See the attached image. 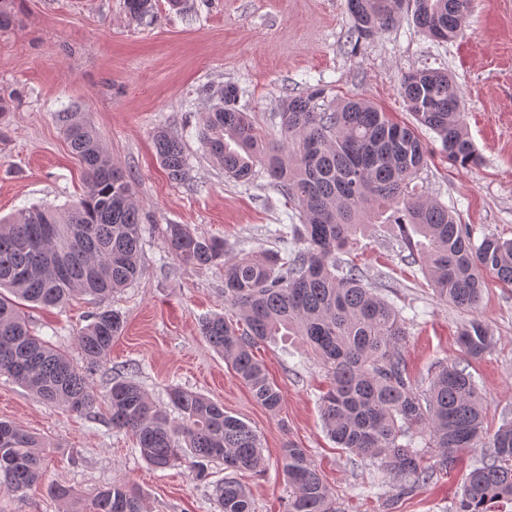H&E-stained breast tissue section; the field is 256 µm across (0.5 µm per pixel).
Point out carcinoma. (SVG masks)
Segmentation results:
<instances>
[{"label": "carcinoma", "mask_w": 512, "mask_h": 512, "mask_svg": "<svg viewBox=\"0 0 512 512\" xmlns=\"http://www.w3.org/2000/svg\"><path fill=\"white\" fill-rule=\"evenodd\" d=\"M14 0H0V31L14 25ZM133 19L154 17L156 0H124ZM354 33L370 38L406 14L433 40L448 43L465 30L470 0H347ZM417 125H400L366 100H346L320 112L318 93L288 97L280 112L281 142L267 143L249 113L238 108L239 88L226 83L200 92L213 100L199 126L204 151L238 182L249 184L263 166L274 189L298 208L290 227L293 248L241 253L225 259L224 240L169 225L168 248L182 263L224 268V301L238 311L205 319L201 333L253 398L272 414L282 394L270 381L257 346L278 335L300 336L329 368L332 386L322 397L330 438L351 454L378 466L396 496L421 488L453 469L467 448L485 449L467 475L456 512H507L512 508V420L484 442L488 409L462 362L439 368L428 387L410 377L401 344L405 323L396 307L370 287L368 273L341 258L358 233L384 218L407 224L420 240L406 239L410 263L422 261L435 294L465 310L482 294L490 271L512 286V240L485 235L474 242L469 224L448 207L417 191L413 181L428 148L418 128L436 134L448 161L477 164L479 154L464 124L457 87L447 71L408 72L401 83ZM65 134L86 173L85 190L64 210L31 206L0 219V375L41 399L79 415L89 414L96 394L86 372L50 341L36 335L24 301L57 307L74 295L102 301L132 285L141 274L143 218L130 177L112 165L96 130L78 113L65 115ZM155 147L171 181L185 183L190 167L180 139L166 130ZM65 256L63 268L53 258ZM122 314L100 308L77 333L87 367L106 359L122 330ZM465 360L481 358L491 335L479 319L459 333ZM174 421L131 379H116L108 394L112 427L131 431L141 456L165 468L193 458L196 476L207 463L224 462L216 486L219 512H254L240 470L259 471L261 438L224 405L173 387ZM433 462L423 464V449ZM43 443L22 427L0 421V487L17 492L38 480ZM282 471L292 489L288 512H336L332 495L306 450L283 449ZM93 512H143L137 491L125 483L97 490Z\"/></svg>", "instance_id": "1"}]
</instances>
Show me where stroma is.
Returning a JSON list of instances; mask_svg holds the SVG:
<instances>
[{
    "label": "stroma",
    "mask_w": 512,
    "mask_h": 512,
    "mask_svg": "<svg viewBox=\"0 0 512 512\" xmlns=\"http://www.w3.org/2000/svg\"><path fill=\"white\" fill-rule=\"evenodd\" d=\"M124 0H14L15 24L0 31V98L10 104L0 120V217L34 205L59 208L84 189V170L58 118L79 112L96 128L110 158L132 179L143 214L142 275L108 304L125 326L106 361L88 374L99 397L93 412L77 415L45 403L0 375V419L41 438V479L23 491L0 493V512H89L98 488L134 486L144 512H218L213 490L224 465L208 464L196 478L188 463L154 468L141 458L132 434L113 428L105 397L114 379L141 383L159 406L182 386L223 404L259 434L264 472L238 473L255 512H287L290 490L280 458L288 443L305 448L321 471L336 512H455L478 448L458 466L408 496L393 499L381 474L327 437L321 398L329 387L323 363L299 337H281L255 351L279 387L283 402L270 413L201 335V323L232 314L224 301V270L182 265L168 249V225L186 224L222 238L230 254L277 249L281 225L299 213L270 188L264 168L253 183L225 177L205 154L196 125L209 103L202 86L239 88L238 106L250 112L261 135L278 140L275 118L288 96L321 89L320 110L360 97L397 122L412 123L401 97V77L415 69L447 70L465 107L479 164H451L435 135L416 179L419 190L456 211L477 235L512 239V0H471L462 37L437 43L400 18L368 40L351 36L346 0H156L157 16L134 20ZM178 136L191 179L170 181L153 145L158 128ZM392 224L370 225L350 258L367 272H382L378 293L406 321L402 346L411 377L421 381L440 365L461 360L457 336L471 318L491 330L494 345L468 370L488 407L487 434L512 419V287L493 274L475 312L436 297L421 265L403 261ZM97 300L77 297L28 316L37 335L83 359L75 332ZM68 498L53 495L54 487Z\"/></svg>",
    "instance_id": "stroma-1"
}]
</instances>
